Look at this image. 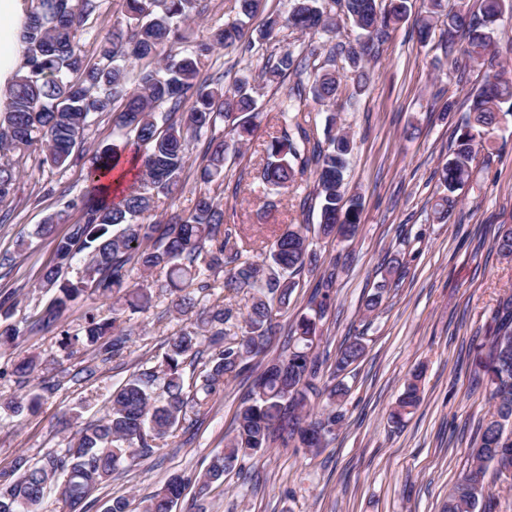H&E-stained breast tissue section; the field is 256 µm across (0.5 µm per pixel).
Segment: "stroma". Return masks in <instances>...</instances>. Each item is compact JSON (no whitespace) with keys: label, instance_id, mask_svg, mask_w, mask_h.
Listing matches in <instances>:
<instances>
[{"label":"stroma","instance_id":"stroma-1","mask_svg":"<svg viewBox=\"0 0 512 512\" xmlns=\"http://www.w3.org/2000/svg\"><path fill=\"white\" fill-rule=\"evenodd\" d=\"M411 3L409 19L391 26L370 57L366 90L355 94L351 80H343L334 108L337 125L353 140L347 189L362 203L359 231L349 240L318 235L313 175L285 193L264 192L258 179L281 102L309 84L306 75L294 72L272 85L257 75L288 48L321 45L324 34L286 29L277 42L261 46L258 15L244 27L237 49H215L202 58L208 82L229 87L242 75H253L248 91L260 116L242 155L227 158L223 185L198 179L207 143H195L176 201L160 199L153 219L172 207L191 209L207 192L223 203L227 222L240 225L255 243L283 225H308L312 247L323 260H346L332 306L319 324L321 347L336 353L344 337L358 333L365 343L363 357L343 376L348 394L335 440L317 452L274 448L245 458L206 499L207 512H442L455 482L471 466L475 428L490 409L489 393L475 376L474 347L493 326L500 300L512 295V260L493 247L499 226L512 225V116L495 129L493 151L477 154L447 219L437 221L432 206L446 193L437 173L463 122L464 101L488 68L466 63L452 71L439 40L420 43L415 18L424 11L423 0ZM121 18L119 0H99L81 39L88 62L99 59L97 33ZM20 165L25 176L12 203L0 209V296L16 297L10 316L0 315V330L32 320L48 304L49 294L36 283L52 259V246L33 231L50 213L65 217L56 227L60 234L79 222L88 187L89 164L83 158L58 170L40 168L34 155ZM395 257L402 262L400 287L388 291L380 311L366 314L364 302L382 280V263ZM130 324L129 352L102 364L89 349L62 358L55 331L0 347V469L21 454L36 459L66 447L75 430L60 429L62 415L79 412L84 424L102 417L112 387L152 366L183 319L164 292L149 310L132 314ZM23 356H58L62 364L40 371L54 389L44 393L38 412L15 416L4 404L21 393L11 369ZM93 364L94 379L73 383V372ZM417 373L421 401L401 423H392L389 411ZM247 385L243 376L225 385L194 430L172 438L161 457L114 474L99 491L93 512H104L118 496L139 502L171 474H202L223 449Z\"/></svg>","mask_w":512,"mask_h":512}]
</instances>
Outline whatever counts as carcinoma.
Instances as JSON below:
<instances>
[{
	"label": "carcinoma",
	"mask_w": 512,
	"mask_h": 512,
	"mask_svg": "<svg viewBox=\"0 0 512 512\" xmlns=\"http://www.w3.org/2000/svg\"><path fill=\"white\" fill-rule=\"evenodd\" d=\"M409 0H288V9L268 14L258 42L277 38L284 29L299 32L339 31L336 16L350 21L355 38L334 44L328 61L340 55L350 67L354 93L365 90L370 72L365 62L387 39V29L409 16ZM27 24L22 32L24 63L10 85L5 111L0 112V208L8 205L22 176L19 159L32 150L42 153L41 164L62 167L73 149L82 144L94 115L121 111L113 118L114 132L122 143L101 145L90 157V197L83 205L82 221L67 234H56L65 222L59 213L47 215L35 234L50 240L53 258L40 273L38 288L52 295L39 319L23 329L11 325L0 331V345H13L35 330L58 327L61 313L85 295L112 301V318L101 319L89 309L75 334L61 331V347L70 356L92 347L101 360L123 357L131 330L121 312H145L153 302L148 285L133 287L135 276L158 266L166 269L160 287L176 293L173 311L186 317L171 336L157 365L146 368L112 390L104 417L87 423L78 436L59 452L36 460L19 455L0 470V512H40L45 495L63 481L69 512H90L95 493L112 475L133 463L161 454L167 439L180 429L194 426L201 410L225 382L245 372L255 376L239 407L232 434L204 473L190 480L173 474L143 498L139 512H173L186 486L194 483L195 501L207 498L224 484V475L239 459L262 456L273 447L317 451L334 439L348 389L341 382L327 384L323 375L327 359L316 352L317 325L331 307L336 272L331 269L318 282L312 297V315L300 318L293 330L294 345L266 359L279 324L276 313L288 308L296 277L318 267L317 252L310 248L307 227L289 224L273 234L268 251L257 261L254 250L238 244L240 228L225 220L224 208L202 194L188 212L175 210L165 224L148 222L156 200L178 190L189 161L190 146L217 122L225 123L224 136L210 139L200 179L224 184L227 156L242 148L258 117L256 102L247 93L249 78L230 88L209 87L200 79L201 57L214 48H231L241 39L242 23L229 22L212 29L206 42L188 49L191 21L203 17L206 0H121L124 21L112 25L99 44V61L85 62L79 37L95 11V0H29ZM447 0H427V15L418 19L417 34L426 43L440 30L452 46L461 41V58L483 63L496 57L495 26L512 11L506 0H479L478 11L459 0L455 11ZM168 47L158 58L160 46ZM317 48L288 50L264 72L267 80L302 74L305 62ZM313 100L329 106L336 102L341 76L321 65L310 70ZM281 106L282 128L266 146L261 172L268 189H286L311 170L320 199L319 231L326 237H353L360 224V200L346 196L344 173L352 139L336 130V116L326 118L324 140L290 115L305 107L301 93ZM512 100V71L501 66L489 72L482 86L468 97L472 118L456 132L455 148L439 171L448 195L434 204L435 218L443 220L454 203L450 194L463 188L471 175L475 153L490 147L494 130L506 117L501 104ZM182 111L178 124L168 122L161 107ZM132 162L139 168L136 184L118 203L109 200L101 178ZM495 246L503 257L512 256V225L502 226ZM82 268L76 279L68 270L76 257ZM224 279L218 280V274ZM400 287L390 278L365 300L372 313L382 304L388 288ZM224 289V298L250 295L241 334L237 316L227 304L216 303L192 320L188 314L198 304L196 293ZM501 312L488 343L476 345V373L490 395L491 410L479 427L471 448V469L459 477L448 494L444 512H477L484 498L487 465L498 471L512 469V296L499 303ZM488 352H483L484 346ZM359 336H347L336 354L333 377L344 373L364 354ZM41 363L20 358L13 374L24 385ZM192 383L185 384V369ZM41 396L28 394L7 403L15 414L33 412ZM417 381L407 384L389 418L400 422L420 403Z\"/></svg>",
	"instance_id": "carcinoma-1"
}]
</instances>
